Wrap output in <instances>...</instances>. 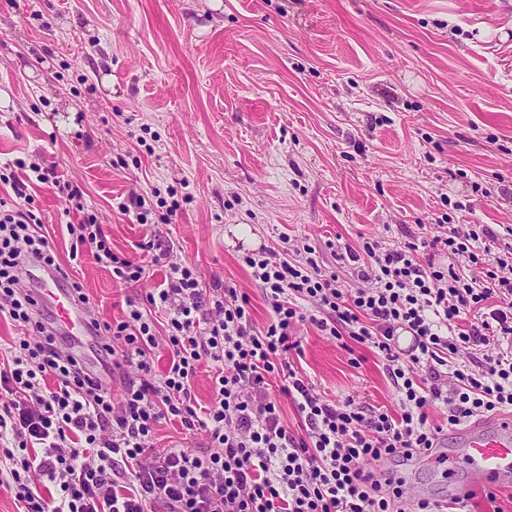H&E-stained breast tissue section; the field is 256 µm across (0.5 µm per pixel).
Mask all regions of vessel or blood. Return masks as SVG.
<instances>
[{"label":"vessel or blood","instance_id":"obj_1","mask_svg":"<svg viewBox=\"0 0 512 512\" xmlns=\"http://www.w3.org/2000/svg\"><path fill=\"white\" fill-rule=\"evenodd\" d=\"M58 279L57 273L47 271L37 292L39 300L54 306L58 326L63 332L88 335L85 309L76 305L67 291L58 288ZM417 457L444 472L456 462H464L470 477L467 483L457 488L456 493L460 496L477 487L494 489L512 485V414L459 429L456 449H448L441 443L421 450Z\"/></svg>","mask_w":512,"mask_h":512}]
</instances>
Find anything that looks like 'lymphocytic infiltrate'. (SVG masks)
I'll return each instance as SVG.
<instances>
[{"mask_svg": "<svg viewBox=\"0 0 512 512\" xmlns=\"http://www.w3.org/2000/svg\"><path fill=\"white\" fill-rule=\"evenodd\" d=\"M56 190L79 222L68 223L70 256L90 251L115 281H140L144 263L113 253L82 190L55 167L0 165V183L15 203L0 198V315L19 327L0 352V484L21 512H394L403 491H383L373 464L411 458L435 447L440 433L428 411L442 405L459 426L490 412L512 411V227H450L430 249L448 265L420 258L417 243L390 248L374 238L346 247L354 264L351 285L322 267L314 246L301 259L268 249L244 259L265 292L268 323L256 327L250 301L228 283L204 287L196 268L169 260V248L146 242V253L166 259L165 286L148 309L125 319L95 315L80 281L67 286L91 313V333L124 384L120 398L80 353L63 350L61 332L43 317L32 289L23 287L31 263L59 269L48 228L22 200L18 172ZM140 224L173 223L181 208L177 189L147 204L129 192L117 204ZM474 268L475 276L461 273ZM167 314L157 332L150 314ZM375 349L400 396L391 414L353 399L330 402L294 368L299 325ZM166 347L168 364L152 372V357ZM495 354H488V347ZM207 368L214 399L200 406L193 393ZM290 399L300 430L281 419L277 395ZM169 422L203 430L201 453L156 445V428ZM49 489H41V482Z\"/></svg>", "mask_w": 512, "mask_h": 512, "instance_id": "1", "label": "lymphocytic infiltrate"}]
</instances>
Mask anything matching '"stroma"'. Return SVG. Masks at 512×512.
<instances>
[{"instance_id": "obj_1", "label": "stroma", "mask_w": 512, "mask_h": 512, "mask_svg": "<svg viewBox=\"0 0 512 512\" xmlns=\"http://www.w3.org/2000/svg\"><path fill=\"white\" fill-rule=\"evenodd\" d=\"M16 158L57 166L113 253L137 260L154 227L117 202L186 183L162 228L174 260L204 285L235 284L261 327L269 309L234 225L274 251L512 226V0H0V163ZM29 192L101 318L159 287V264L128 285L90 253L70 261L65 202ZM297 338L295 366L324 399L398 410L371 350L356 366L310 324ZM375 473L441 504L468 480L415 459Z\"/></svg>"}]
</instances>
